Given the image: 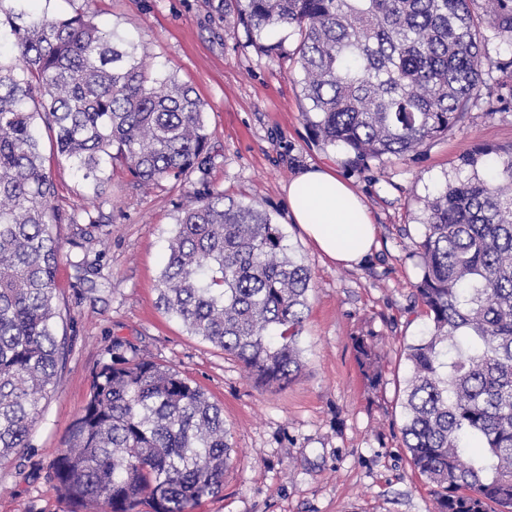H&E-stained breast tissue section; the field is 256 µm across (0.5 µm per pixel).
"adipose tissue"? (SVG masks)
I'll return each instance as SVG.
<instances>
[{
  "label": "adipose tissue",
  "mask_w": 512,
  "mask_h": 512,
  "mask_svg": "<svg viewBox=\"0 0 512 512\" xmlns=\"http://www.w3.org/2000/svg\"><path fill=\"white\" fill-rule=\"evenodd\" d=\"M287 192L294 223L332 262L349 266L371 252L372 217L336 169L309 168L289 183Z\"/></svg>",
  "instance_id": "adipose-tissue-1"
}]
</instances>
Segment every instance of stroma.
<instances>
[{"label": "stroma", "mask_w": 512, "mask_h": 512, "mask_svg": "<svg viewBox=\"0 0 512 512\" xmlns=\"http://www.w3.org/2000/svg\"><path fill=\"white\" fill-rule=\"evenodd\" d=\"M218 3L48 0L49 15L82 12L133 33L151 68L191 85L206 104L211 160L205 171L147 189L115 161L106 167L109 189L98 197L40 128L54 204L80 216L53 227L62 244L58 331L69 352L29 448L0 463V512H86L54 489L48 466L116 339L179 371L224 408L233 444L224 488L193 512H435L433 487L414 468L400 430L405 348L430 327L416 295L422 208L445 182L470 175L465 153L486 148L481 171L491 175L512 148V44L487 30L495 64L483 73L479 100L447 136L416 154L359 168L306 121L293 29L278 32L284 54L268 57L233 29ZM312 165L336 167L372 215L377 245L359 264L321 256L290 217L288 184ZM211 190L259 203L281 225L290 255L311 271L302 369L287 386L256 385L241 362L191 335L157 303L175 219ZM359 337L377 345V384L357 362Z\"/></svg>", "instance_id": "1"}]
</instances>
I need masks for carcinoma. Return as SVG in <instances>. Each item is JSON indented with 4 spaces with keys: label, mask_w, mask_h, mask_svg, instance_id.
I'll return each mask as SVG.
<instances>
[{
    "label": "carcinoma",
    "mask_w": 512,
    "mask_h": 512,
    "mask_svg": "<svg viewBox=\"0 0 512 512\" xmlns=\"http://www.w3.org/2000/svg\"><path fill=\"white\" fill-rule=\"evenodd\" d=\"M0 0L15 62L0 64V462L29 447L66 357L58 333L55 224L39 124L55 132L96 196L104 160L143 186L210 160L206 104L175 74L148 67L139 45L89 15L49 17ZM224 0L233 27L276 56L298 36L305 115L347 163L405 157L445 135L481 96L492 64L483 24L512 40V0ZM471 169L424 206L416 292L431 327L406 347L401 433L437 488L436 512H512V149L497 174ZM257 204L209 191L181 210L158 279L159 304L190 333L238 359L261 386L302 368L299 337L311 271L292 259ZM369 368L375 345L356 341ZM232 444L224 407L169 367L112 343L65 447L49 465L59 493L109 512H193L224 488Z\"/></svg>",
    "instance_id": "cac0c4a2"
}]
</instances>
